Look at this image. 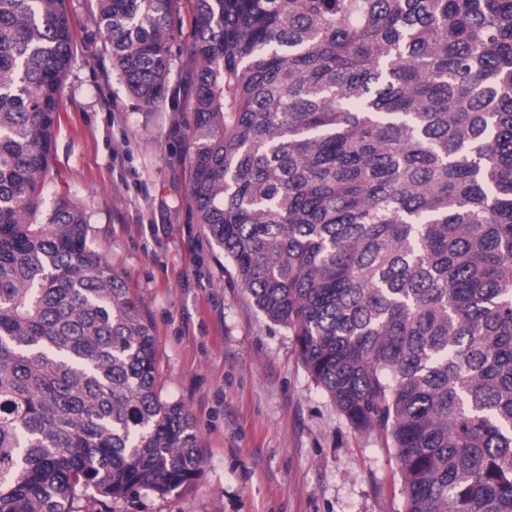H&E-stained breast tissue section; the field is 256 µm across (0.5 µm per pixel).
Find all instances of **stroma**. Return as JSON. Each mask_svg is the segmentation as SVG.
I'll use <instances>...</instances> for the list:
<instances>
[{"label": "stroma", "instance_id": "stroma-1", "mask_svg": "<svg viewBox=\"0 0 512 512\" xmlns=\"http://www.w3.org/2000/svg\"><path fill=\"white\" fill-rule=\"evenodd\" d=\"M68 10L74 59L45 200L67 196L86 213L90 243L154 326L163 394L185 403L200 444L194 479L163 497L140 491L114 512H404L384 438L337 412L294 336L258 311L203 226L186 220L189 0L154 107L113 70L95 0H68Z\"/></svg>", "mask_w": 512, "mask_h": 512}]
</instances>
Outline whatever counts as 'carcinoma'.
Masks as SVG:
<instances>
[{"label": "carcinoma", "mask_w": 512, "mask_h": 512, "mask_svg": "<svg viewBox=\"0 0 512 512\" xmlns=\"http://www.w3.org/2000/svg\"><path fill=\"white\" fill-rule=\"evenodd\" d=\"M180 0H97L112 68L164 98ZM187 223L295 337L404 512H512V0H190ZM65 0H0V512H113L197 472L151 321L45 207Z\"/></svg>", "instance_id": "obj_1"}]
</instances>
